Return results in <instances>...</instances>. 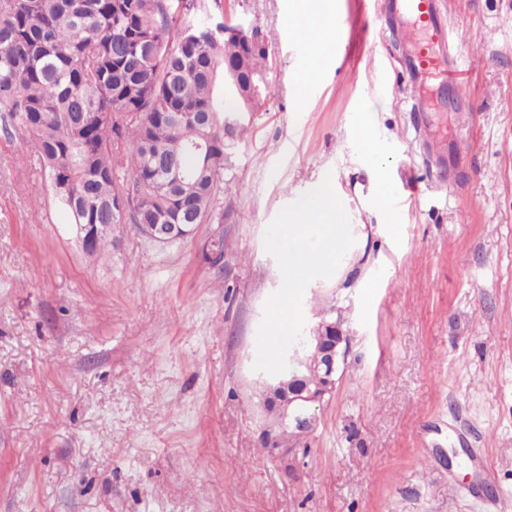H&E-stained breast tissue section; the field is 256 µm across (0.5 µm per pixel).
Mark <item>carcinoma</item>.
Listing matches in <instances>:
<instances>
[{
	"instance_id": "obj_1",
	"label": "carcinoma",
	"mask_w": 512,
	"mask_h": 512,
	"mask_svg": "<svg viewBox=\"0 0 512 512\" xmlns=\"http://www.w3.org/2000/svg\"><path fill=\"white\" fill-rule=\"evenodd\" d=\"M268 58L266 45L225 39L222 23L177 27L170 0H0V117L34 144L70 224L109 225L84 247L97 256L119 224H179L186 210L237 222L218 199L246 128L224 115L256 105L219 92L215 65L259 79L263 99ZM159 160L189 177L168 182Z\"/></svg>"
}]
</instances>
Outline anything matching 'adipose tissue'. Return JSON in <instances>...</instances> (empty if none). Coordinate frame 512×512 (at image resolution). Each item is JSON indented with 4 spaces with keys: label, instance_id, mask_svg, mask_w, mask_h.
<instances>
[{
    "label": "adipose tissue",
    "instance_id": "obj_1",
    "mask_svg": "<svg viewBox=\"0 0 512 512\" xmlns=\"http://www.w3.org/2000/svg\"><path fill=\"white\" fill-rule=\"evenodd\" d=\"M336 0H299L293 10L294 32L303 40L324 51L336 39ZM288 237L293 247L285 258L290 273L285 282L288 290L299 288L304 279L338 261L346 248L341 226L345 211L336 195L333 181L322 182L313 197L285 217Z\"/></svg>",
    "mask_w": 512,
    "mask_h": 512
}]
</instances>
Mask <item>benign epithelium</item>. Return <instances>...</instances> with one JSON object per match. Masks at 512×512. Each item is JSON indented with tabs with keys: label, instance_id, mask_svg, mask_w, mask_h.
Returning a JSON list of instances; mask_svg holds the SVG:
<instances>
[{
	"label": "benign epithelium",
	"instance_id": "benign-epithelium-1",
	"mask_svg": "<svg viewBox=\"0 0 512 512\" xmlns=\"http://www.w3.org/2000/svg\"><path fill=\"white\" fill-rule=\"evenodd\" d=\"M350 336L342 323L309 325L298 345L288 351V365L309 360L323 371L324 382L312 391L295 372L264 381L265 404L277 408L276 419L265 416L261 442L274 454L310 436L318 425V408L336 391L337 374L345 363Z\"/></svg>",
	"mask_w": 512,
	"mask_h": 512
}]
</instances>
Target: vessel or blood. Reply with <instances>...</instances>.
Segmentation results:
<instances>
[{
  "label": "vessel or blood",
  "instance_id": "vessel-or-blood-1",
  "mask_svg": "<svg viewBox=\"0 0 512 512\" xmlns=\"http://www.w3.org/2000/svg\"><path fill=\"white\" fill-rule=\"evenodd\" d=\"M379 29L399 36L407 47L405 70L413 87L422 90L444 80L455 62L440 0H386Z\"/></svg>",
  "mask_w": 512,
  "mask_h": 512
}]
</instances>
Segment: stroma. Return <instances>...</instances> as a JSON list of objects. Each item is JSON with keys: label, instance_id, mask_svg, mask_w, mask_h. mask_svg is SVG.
Returning a JSON list of instances; mask_svg holds the SVG:
<instances>
[{"label": "stroma", "instance_id": "1", "mask_svg": "<svg viewBox=\"0 0 512 512\" xmlns=\"http://www.w3.org/2000/svg\"><path fill=\"white\" fill-rule=\"evenodd\" d=\"M383 2L341 0L319 59L293 0H173L270 48L236 224L165 246L122 224L89 255L0 125V512H512V0H441L460 67L423 131ZM325 180L352 248L291 293L283 218ZM331 307L350 338L335 395L270 456L259 381Z\"/></svg>", "mask_w": 512, "mask_h": 512}]
</instances>
